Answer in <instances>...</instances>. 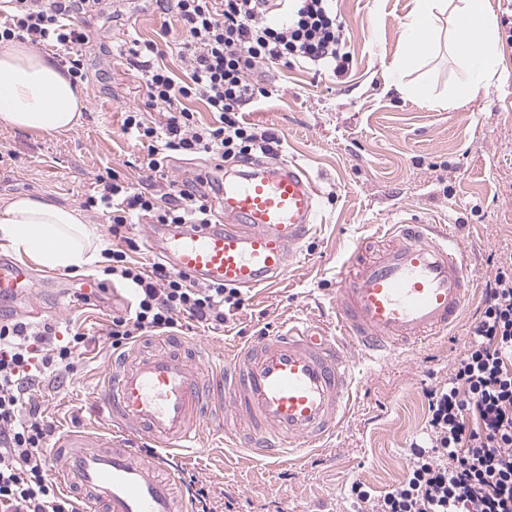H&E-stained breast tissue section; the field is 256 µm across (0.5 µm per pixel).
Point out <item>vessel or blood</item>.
<instances>
[{
    "label": "vessel or blood",
    "instance_id": "1",
    "mask_svg": "<svg viewBox=\"0 0 512 512\" xmlns=\"http://www.w3.org/2000/svg\"><path fill=\"white\" fill-rule=\"evenodd\" d=\"M220 185L211 224H151L149 253L196 282L253 289L278 282L317 226L321 190L297 163L239 169L215 161ZM31 270L0 264V294H25ZM473 288L454 236L413 218L382 241L357 245L336 284L340 335L375 360L419 346L453 326ZM338 337L286 323L279 332L222 352L153 338L113 354L95 394L112 433L61 434L51 453L58 479L82 512H190L175 481L126 444L133 437L183 455L205 438L245 444L278 464L333 437L353 399L355 364Z\"/></svg>",
    "mask_w": 512,
    "mask_h": 512
}]
</instances>
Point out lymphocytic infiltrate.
I'll list each match as a JSON object with an SVG mask.
<instances>
[{
	"mask_svg": "<svg viewBox=\"0 0 512 512\" xmlns=\"http://www.w3.org/2000/svg\"><path fill=\"white\" fill-rule=\"evenodd\" d=\"M0 41H25L61 50L71 82L88 78L83 49L92 41L75 17L91 0H0ZM268 0H175L183 39L177 50L186 69L178 77L158 60L154 42L129 61L144 91V106L126 112L122 132L140 148V170L164 175L182 156L238 161L269 155L275 134L245 122L244 109L267 90L258 81L262 64H296L347 73L351 55L333 0H278L281 21L268 20ZM202 103L215 117L199 121ZM165 113L162 122L149 120ZM85 210L108 223L110 243L101 251L103 275L126 288L131 303L114 316L113 349L149 335L172 332L188 318L223 328L241 306V291L194 283L167 266H144L131 229L140 219L154 224H206L212 209L205 194L185 184L176 192L135 187L105 168L95 178ZM86 339L69 333L60 341L52 325L28 326L0 319V512H79L50 477L47 456L54 427L33 402L39 377L68 371ZM424 444L414 445L406 479L375 494L356 481L350 495L357 512H512V264L487 282L469 331L464 355L428 394Z\"/></svg>",
	"mask_w": 512,
	"mask_h": 512,
	"instance_id": "lymphocytic-infiltrate-1",
	"label": "lymphocytic infiltrate"
}]
</instances>
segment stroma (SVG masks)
<instances>
[{
	"instance_id": "35a3bbf8",
	"label": "stroma",
	"mask_w": 512,
	"mask_h": 512,
	"mask_svg": "<svg viewBox=\"0 0 512 512\" xmlns=\"http://www.w3.org/2000/svg\"><path fill=\"white\" fill-rule=\"evenodd\" d=\"M493 4L509 76L459 107L448 105L463 61L448 49L447 19H440L439 40L426 61L403 78L427 86L431 101L394 83L411 0H336L353 55L341 77L260 67L269 95L244 118L271 129L282 141V158L319 178L316 235L276 287L243 292L242 306L224 328L186 325L178 336L219 351L291 320L335 332L337 268L359 241L384 237L391 224L414 215L455 225L475 261V292L448 334L383 361L356 357V395L346 421L332 442L302 461L264 466L245 452L211 445L195 456H175L180 485L207 489L213 512H352L353 481L386 493L405 478L409 449L428 421L425 391L447 378L463 355L486 283L512 258V0ZM90 26L106 34L107 45L87 60L81 125L49 135L0 125L6 153L0 207L34 195L80 208L107 167L135 187L161 191L210 168L205 157L179 160L166 178H147L135 165L138 147L121 132L124 112L144 105L128 71L135 41L182 38L172 0H102ZM32 272L25 298L0 294V318L25 321L36 303L45 322L61 331L79 324L88 335L64 379L40 383L34 400L55 433L104 430L92 393L112 355L109 325L129 294L118 286L89 303L80 294L87 273L38 266Z\"/></svg>"
}]
</instances>
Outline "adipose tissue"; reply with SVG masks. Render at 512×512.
Wrapping results in <instances>:
<instances>
[{"label":"adipose tissue","mask_w":512,"mask_h":512,"mask_svg":"<svg viewBox=\"0 0 512 512\" xmlns=\"http://www.w3.org/2000/svg\"><path fill=\"white\" fill-rule=\"evenodd\" d=\"M444 16L451 24V47L467 60L449 99L458 105L498 80L505 69L491 0H412L396 70L404 73L422 65ZM84 107L80 89L51 56L16 41L0 42V125L63 133L80 125ZM0 241L47 270L80 272L101 260L97 226L76 209L38 197L19 196L0 208Z\"/></svg>","instance_id":"adipose-tissue-1"}]
</instances>
